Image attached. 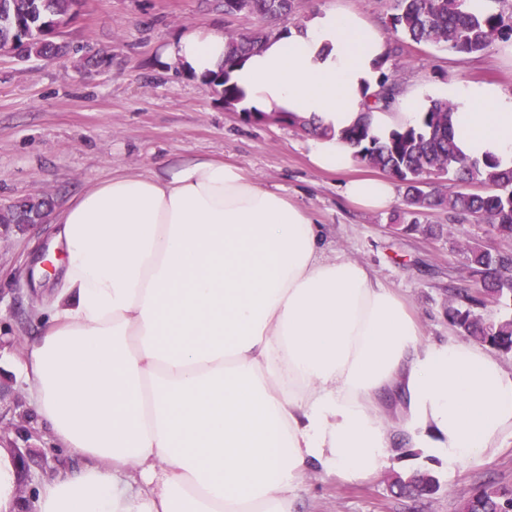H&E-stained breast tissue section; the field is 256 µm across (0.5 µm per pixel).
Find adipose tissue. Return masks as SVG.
Masks as SVG:
<instances>
[{"label": "adipose tissue", "instance_id": "ef3b65f1", "mask_svg": "<svg viewBox=\"0 0 512 512\" xmlns=\"http://www.w3.org/2000/svg\"><path fill=\"white\" fill-rule=\"evenodd\" d=\"M217 26H189L163 63L206 81L224 66ZM386 37L319 8L231 72L237 109L291 114L319 132L310 159L354 162L341 133L378 89ZM469 159L512 168V93L451 81ZM383 208L391 181L355 178ZM58 293L24 365L52 439L81 468L47 482L34 512H293L308 473L348 483L388 462L386 394L411 447L489 461L512 436V371L470 342L421 345L403 303L366 265L328 257L323 230L242 168L207 157L91 183L58 215Z\"/></svg>", "mask_w": 512, "mask_h": 512}]
</instances>
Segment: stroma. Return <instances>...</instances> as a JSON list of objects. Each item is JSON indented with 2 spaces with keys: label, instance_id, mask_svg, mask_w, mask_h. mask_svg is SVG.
I'll return each instance as SVG.
<instances>
[{
  "label": "stroma",
  "instance_id": "obj_1",
  "mask_svg": "<svg viewBox=\"0 0 512 512\" xmlns=\"http://www.w3.org/2000/svg\"><path fill=\"white\" fill-rule=\"evenodd\" d=\"M320 7L356 12L385 32L387 42L395 40L393 0H296L294 14L273 26L295 28ZM191 24L218 25L228 35L260 26L251 17L226 15L223 0H83L63 30L77 54L27 61L0 55V207L42 197L52 215L91 181L144 173L161 159L204 156L235 164L302 206L325 229L328 256L358 260L392 288L417 320L422 343L457 338L445 301L473 287L459 245L491 242L488 225L452 224L446 213L433 212L428 222L444 230L431 236L392 223L403 199L383 210L350 203L341 194L346 178H377L380 170L358 163L344 173L321 171L310 161L312 137L302 127L247 119L225 107L217 87L161 61L160 47ZM395 62L405 95L451 79L492 81L512 92V44L506 42L471 56L405 42ZM53 241L48 219L10 227L0 240V458L12 469L28 470L13 512H29L45 482L80 466L36 414L22 369L54 297L55 264L63 253L53 250ZM416 468L431 470L439 491L419 498L395 494L392 476ZM490 485L512 488V439L489 463L452 472L396 450L383 469L358 483L308 473L295 512H461L468 498Z\"/></svg>",
  "mask_w": 512,
  "mask_h": 512
}]
</instances>
